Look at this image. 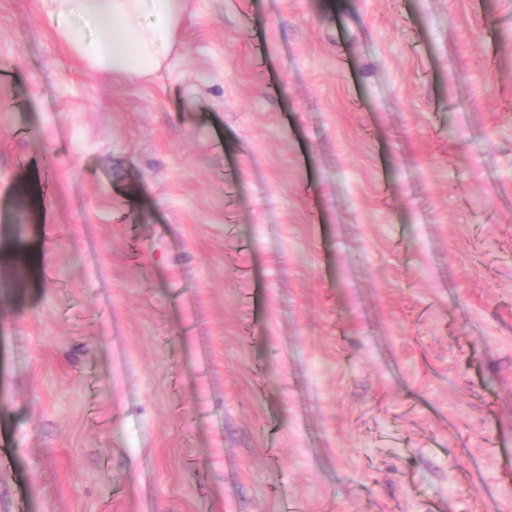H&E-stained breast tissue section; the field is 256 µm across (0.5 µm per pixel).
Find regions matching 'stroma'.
<instances>
[{
    "mask_svg": "<svg viewBox=\"0 0 512 512\" xmlns=\"http://www.w3.org/2000/svg\"><path fill=\"white\" fill-rule=\"evenodd\" d=\"M59 12L0 0V512H512V0H186L144 78Z\"/></svg>",
    "mask_w": 512,
    "mask_h": 512,
    "instance_id": "1",
    "label": "stroma"
}]
</instances>
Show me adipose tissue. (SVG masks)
Segmentation results:
<instances>
[{
  "label": "adipose tissue",
  "mask_w": 512,
  "mask_h": 512,
  "mask_svg": "<svg viewBox=\"0 0 512 512\" xmlns=\"http://www.w3.org/2000/svg\"><path fill=\"white\" fill-rule=\"evenodd\" d=\"M81 25L63 27V39L91 65L117 76L158 70L174 38L182 0H62Z\"/></svg>",
  "instance_id": "obj_1"
}]
</instances>
